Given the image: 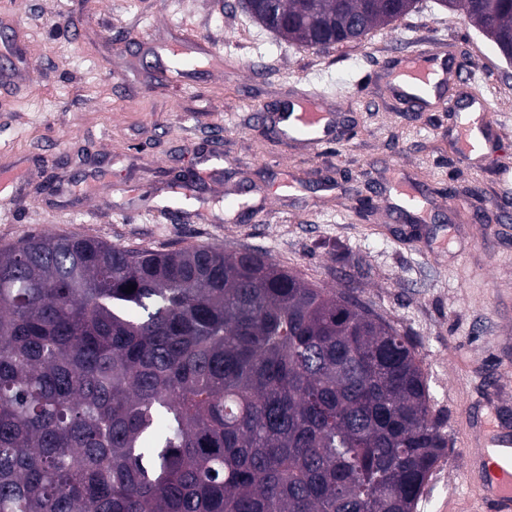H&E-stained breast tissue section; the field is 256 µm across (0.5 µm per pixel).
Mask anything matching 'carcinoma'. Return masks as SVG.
Wrapping results in <instances>:
<instances>
[{"label": "carcinoma", "instance_id": "1", "mask_svg": "<svg viewBox=\"0 0 512 512\" xmlns=\"http://www.w3.org/2000/svg\"><path fill=\"white\" fill-rule=\"evenodd\" d=\"M414 2L278 0L282 37L361 41ZM442 2L512 51V0ZM441 428L354 287L214 246L0 250V512H416Z\"/></svg>", "mask_w": 512, "mask_h": 512}]
</instances>
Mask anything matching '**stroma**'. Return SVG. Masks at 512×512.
<instances>
[{
	"mask_svg": "<svg viewBox=\"0 0 512 512\" xmlns=\"http://www.w3.org/2000/svg\"><path fill=\"white\" fill-rule=\"evenodd\" d=\"M192 42H185V35ZM215 55L202 64L197 40ZM181 45V75L156 53ZM449 47L473 67L498 136L457 155V114L390 96L394 49ZM0 248L30 234L90 235L128 249H254L322 288L359 294L409 336L448 439L417 512H487L465 482V413L512 420V62L440 0L359 42L308 49L236 0H0ZM312 86L341 113L319 147L275 136L276 112ZM430 195L397 214L396 175Z\"/></svg>",
	"mask_w": 512,
	"mask_h": 512,
	"instance_id": "obj_1",
	"label": "stroma"
}]
</instances>
